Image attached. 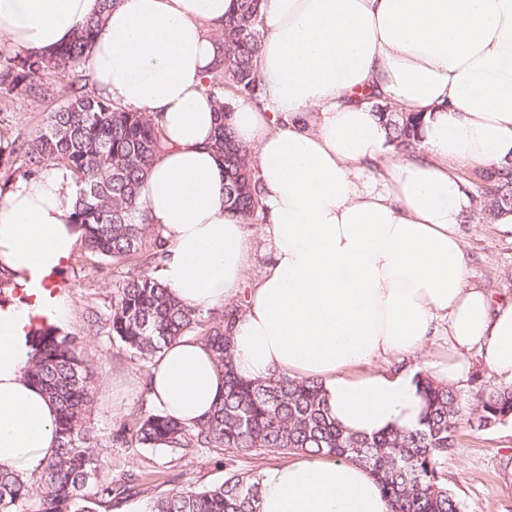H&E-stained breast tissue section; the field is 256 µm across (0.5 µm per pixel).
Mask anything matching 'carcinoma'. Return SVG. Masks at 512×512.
Wrapping results in <instances>:
<instances>
[{"label": "carcinoma", "instance_id": "carcinoma-1", "mask_svg": "<svg viewBox=\"0 0 512 512\" xmlns=\"http://www.w3.org/2000/svg\"><path fill=\"white\" fill-rule=\"evenodd\" d=\"M117 2L100 0L99 13L51 52L0 51L1 101L20 96L38 106L54 104L43 126L30 135L9 137L0 117V139L7 140V149H0V167L8 182L37 177L57 160L82 184L73 223L83 230L85 250L112 263L117 284L109 312L94 322L104 320L114 340L151 365L169 344L198 332L224 372V393L206 418L185 425L161 411L149 413L120 425L111 445L168 448L185 457L254 451L354 460L376 478L391 512H463L445 478L466 415L453 387L423 378L426 413L419 429L349 435L327 416L317 382L281 374L252 381L234 372L232 332L243 304L227 303L205 320L167 292L156 275L164 243L138 203L140 184L164 149L162 132L147 113L96 94L87 68L102 16ZM236 3L216 35L219 47L207 91L222 99L224 123L213 148L224 160L227 208L242 223L253 224L263 213L261 188L251 150L235 139L232 109L221 89L227 86L234 96L264 105L257 62L265 25L261 0ZM60 85L63 95L58 94ZM376 108L398 151L413 154L421 143V119L388 104ZM476 174L480 215L490 222L512 207V167ZM26 344L31 349L26 375L57 407L58 445L37 475L22 477L0 466V512H109L113 500L153 488L146 472L116 480L103 475L101 445L86 421L93 393L79 339L50 325L28 333ZM473 414L479 428L511 421L512 385L482 394ZM258 488L259 477L230 470L219 484L157 494L150 512H256Z\"/></svg>", "mask_w": 512, "mask_h": 512}]
</instances>
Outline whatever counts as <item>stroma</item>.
<instances>
[{"label": "stroma", "mask_w": 512, "mask_h": 512, "mask_svg": "<svg viewBox=\"0 0 512 512\" xmlns=\"http://www.w3.org/2000/svg\"><path fill=\"white\" fill-rule=\"evenodd\" d=\"M470 261L469 282L497 297L512 296V233L498 225L467 219L461 226ZM67 319L61 334L78 337L95 389L87 423L101 445L106 473H153L157 482L178 480L195 487L223 482L224 464L207 457H179L160 448H115L113 430L136 413L154 411L146 382L150 370L112 337L90 324L91 312L106 313L112 304V268L108 262L77 250L60 278ZM459 449L449 456V489L463 504V512H512V421L488 429L461 423Z\"/></svg>", "instance_id": "stroma-1"}]
</instances>
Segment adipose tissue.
<instances>
[{
  "mask_svg": "<svg viewBox=\"0 0 512 512\" xmlns=\"http://www.w3.org/2000/svg\"><path fill=\"white\" fill-rule=\"evenodd\" d=\"M235 0H119L89 52L96 93L158 122L164 150L139 204L166 258L162 283L205 311L243 300L233 365L247 379L316 381L330 419L358 435L420 427L419 381L454 384L479 350L512 384V300L469 285L460 226L470 207L452 166L512 163V0H263L266 103L233 106L255 152L265 222L228 211L205 90L215 33ZM99 0H0V38L50 51ZM423 114L422 153H398L375 106ZM80 186L52 163L0 192V271L56 282L82 242ZM270 258L249 276L253 234ZM38 307L0 304V465L38 474L58 438L55 407L26 378ZM447 337L440 363L390 371L388 355ZM224 390L210 349L185 336L152 369L150 398L191 425ZM257 512H390L360 464L303 454L260 477Z\"/></svg>",
  "mask_w": 512,
  "mask_h": 512,
  "instance_id": "obj_1",
  "label": "adipose tissue"
}]
</instances>
